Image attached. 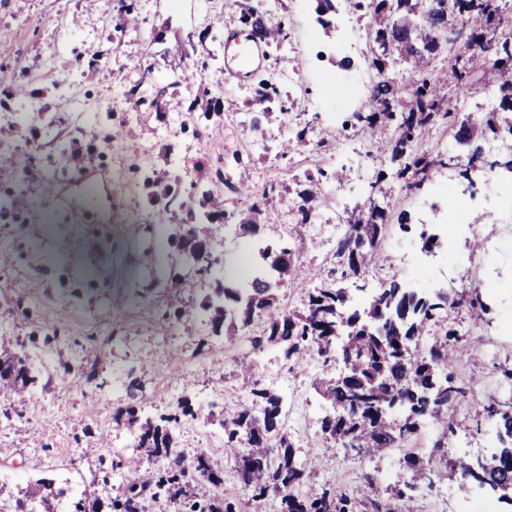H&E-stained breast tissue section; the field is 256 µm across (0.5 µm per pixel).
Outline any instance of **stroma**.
I'll return each instance as SVG.
<instances>
[{
    "label": "stroma",
    "instance_id": "1",
    "mask_svg": "<svg viewBox=\"0 0 512 512\" xmlns=\"http://www.w3.org/2000/svg\"><path fill=\"white\" fill-rule=\"evenodd\" d=\"M249 6L257 7L266 26L283 25L288 39L268 47L263 67L247 81L213 88L223 102L220 114L197 112L195 123L175 136L171 130L178 128L177 113L159 117L126 111L123 92L139 77L132 62L157 57L153 79L167 84L171 68L161 59L167 44L203 31V46L182 66L220 74L224 36L241 29V11ZM317 6L318 0H139L135 20L117 33L103 21L112 12L110 0H0V90L24 83L37 92L32 99L0 106V127H14L16 116L24 113L34 119L46 116L59 129L82 125L79 145H95L99 186L116 200L132 184L129 168L141 147L152 146L154 170H163L169 158L189 167L198 131L210 129L205 152L210 167L223 174L227 212L252 203L240 193L241 182H249L257 193L267 182H279L281 193L269 206L274 222L264 235L274 245L303 239L302 273L279 290L288 307L303 308L309 289L327 282L334 269L330 247L345 227L327 213L298 223L293 205L305 174L337 168L334 160H320L321 145H334L340 136L364 141L351 115L368 108L359 86L379 80L371 66L373 44L365 18L337 10L335 30L327 36L317 22ZM347 31L357 49L346 57L336 44ZM345 57L350 64L344 68L340 62ZM264 79L278 85L285 108L252 130L248 118L261 109L257 90ZM497 80V72L489 68L466 87L444 86L440 93L454 100L458 112L479 119L498 109L487 90ZM107 110L114 134L109 145L101 126L83 120L85 114ZM304 126L314 129V143L281 155L278 144ZM29 153L34 171L19 175L14 162ZM394 169L389 156L369 160L351 182L354 192L346 211L367 203L383 209L387 227L381 247L386 253L394 258L406 252L425 254L433 266L432 288L450 289L455 297L461 291L451 288V281L467 276L479 283V300L485 306L481 312L463 307L455 314L459 332L475 331L482 346L453 366L455 380L467 395L448 437L450 453L435 457L434 486L417 503L418 512H465L471 499H488L492 493L475 483L461 489L453 461L488 459L500 448L491 423H476L470 408L493 396H512L507 376L512 370V332L504 329L512 322V171L485 167L466 180L447 165L434 169L423 188L411 193L394 178ZM80 170L72 156H60L52 145L33 152L18 136L0 138V191L23 187L31 217L30 223L17 227L0 221V246L8 247L14 258L12 266L0 267V340L24 351L37 377L27 405L14 406L9 418L0 417V512H13V493L41 479L68 489L70 496L60 501L58 512H69L72 498L88 487L95 488L102 512H112V500L121 495L126 479L117 465L134 445L132 430L116 422L113 413L128 401V373L133 369L144 374L151 413H174L185 399L198 414L194 420L182 419L175 429L177 445L188 456L206 453L223 470L224 482L196 483L195 501L206 505L237 494L233 463L224 454V431L213 419L224 407L250 396L235 375L237 361L248 354V339L227 341L192 319L163 323L174 298L171 279L191 274L170 245L171 223L159 217L163 201H139L143 217L138 224L89 229L71 223L51 204L44 187L67 180L70 195H77L74 178ZM455 197L465 205L457 216L460 230L445 234V248L423 253L416 226L432 221L433 206ZM404 214L412 231L399 226ZM478 216L483 222L478 232H470L467 225ZM202 231L221 254L220 275L236 279L250 272L251 252L233 225L206 224ZM476 240L492 247L494 265L478 263L471 247ZM102 350L109 362L95 383L63 382L64 366L93 362ZM320 373L311 364L293 368L271 349L256 377L282 395L284 429L297 459L316 460L308 483L349 490L360 482L363 464L343 461L333 445H313L320 419L313 381Z\"/></svg>",
    "mask_w": 512,
    "mask_h": 512
}]
</instances>
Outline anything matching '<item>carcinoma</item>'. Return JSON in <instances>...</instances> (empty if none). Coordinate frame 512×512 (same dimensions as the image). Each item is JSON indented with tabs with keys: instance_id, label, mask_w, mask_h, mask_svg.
Masks as SVG:
<instances>
[{
	"instance_id": "cac0c4a2",
	"label": "carcinoma",
	"mask_w": 512,
	"mask_h": 512,
	"mask_svg": "<svg viewBox=\"0 0 512 512\" xmlns=\"http://www.w3.org/2000/svg\"><path fill=\"white\" fill-rule=\"evenodd\" d=\"M344 5L370 18L368 30L378 73H384L397 54L409 60L422 76L413 89L411 107L398 110L401 89L381 80L370 91L371 111L355 114L359 130L374 140L376 149L398 162L395 178L407 188L417 189L433 168L449 160L456 162L463 176L484 161L487 132L495 131L502 121L512 130V34L503 31V0H344ZM137 6L138 0H113L112 11L126 23ZM449 23L468 33L470 54L448 50V72L432 78L427 68L442 48L441 28ZM489 55L501 75L495 84L499 111L489 112L477 122L461 116L449 100L438 96L436 85L448 80L458 85L470 81ZM142 90L143 84L138 82L125 92L131 109L147 103L158 110L192 114L202 101L197 95L185 104L154 84L150 85L151 96L142 95ZM258 96L265 108L251 117L252 129L272 115L267 104L280 100L279 91L263 81ZM442 125L454 131V140L462 147L459 154L446 158L416 147L427 131ZM322 176L321 171L316 177L305 176L306 187L298 193L295 207L301 224L308 223L317 208ZM142 182L147 195L161 196L188 215L187 221L174 225L173 244L196 273L210 271L217 253L201 244L197 225L227 221L223 195L209 181L195 182L194 191L187 196L176 189L177 178L170 183L146 176ZM261 212L257 201L240 214L235 224L237 235H257ZM386 221L385 212L375 206L347 220L334 252L341 278H358L369 269L391 265L390 257L379 249ZM299 255L298 246L274 248L261 241L255 245L258 274L245 283L224 281L192 305L174 307L173 317L201 316L214 335L229 338L261 320L262 332L249 337L252 354L277 348L295 366L315 355L325 363L342 362L338 375L322 374L314 388L326 407L321 440L346 453L361 458L380 456L411 440L424 420L436 433L435 447L444 449L456 404L464 395L454 385L450 368L460 356L475 350L468 337L458 334L452 319L464 298L448 303L438 292L409 288L391 278L362 306L352 304L348 288L334 283L312 289L303 309H289L281 305L277 290L285 280L300 276ZM237 368L244 382L252 383L253 404L224 411L218 422L224 430V454L233 459L237 481L251 501L259 505L275 500L279 512H415L419 492L431 488V470L429 462L413 452L404 455L401 466L410 473L408 479L400 486H387L395 500L393 505L373 483L340 494L305 485L307 464L296 459L293 443L282 428L281 396L253 380V359L238 361ZM35 381L36 375L18 353L6 349L0 353L1 394L22 402ZM127 391L130 404L116 410L115 418L125 415L127 424L136 428L137 452L125 462L127 483L122 497L112 500V512H141L147 498L160 506L186 499L193 483L200 480L223 482V472L214 468L207 455L188 458L176 448L173 425L183 418L197 417L188 401L179 402L176 413L156 417L147 410L138 378H131ZM473 416L494 420L502 447L498 458L485 466L456 461L454 467L462 485L476 482L512 487V402L493 400L473 410ZM143 455L164 457L172 465L166 472L145 469ZM14 512L53 510L47 497L28 490L15 499Z\"/></svg>"
}]
</instances>
